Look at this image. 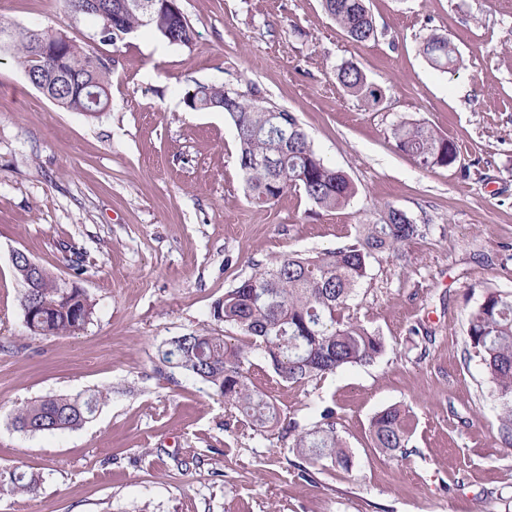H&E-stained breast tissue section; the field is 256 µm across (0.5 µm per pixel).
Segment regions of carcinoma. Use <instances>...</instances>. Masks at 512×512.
<instances>
[{"label":"carcinoma","instance_id":"carcinoma-1","mask_svg":"<svg viewBox=\"0 0 512 512\" xmlns=\"http://www.w3.org/2000/svg\"><path fill=\"white\" fill-rule=\"evenodd\" d=\"M97 2L113 16L112 30L100 32L103 42L115 45L145 28L170 45L193 43V27L166 0H154L149 18L141 0ZM323 7L351 40L367 42L376 37L367 0H323ZM2 34L13 37L9 51L27 78L53 85L56 105L88 114L108 109L110 69L102 58L66 38L52 42L53 52L36 59L26 29L0 25ZM420 53L438 71L458 66L455 48L445 36L426 38ZM336 83L368 109L383 98L382 87L350 62L336 68ZM183 103L188 112L222 111L231 120L239 165L254 203L267 204L294 189L303 192L312 207L331 212L346 208L356 196L351 178L324 162L293 113L265 106L253 94L206 84L187 91ZM391 137L422 169L450 167L457 161L455 143L423 123L403 118L392 125ZM421 235L420 225L390 206L380 221L358 225L334 249L314 256H283L212 303L211 316L236 330L238 343H228L219 333L192 331L164 343L160 362L222 397L224 429L235 437L263 436L277 429L288 451L301 460L297 464L301 477L312 479L310 468L316 466L347 472L351 456L336 402L320 406L311 422L284 416L255 386L249 366L258 355L281 382L305 387L340 369L376 360L385 351L384 338L359 320L353 297L374 260ZM95 306L77 283L65 287L44 266L37 287L20 296L23 322L35 337L70 335L85 328L93 321ZM467 334L501 407L499 436L511 448L512 293H487L469 312ZM102 400L98 390L47 395L19 409L13 425L31 434L78 429L94 418ZM414 431L413 415L400 405L375 413L368 428L373 447L393 458L407 455ZM39 485V476L18 466L0 469V492L35 493Z\"/></svg>","mask_w":512,"mask_h":512}]
</instances>
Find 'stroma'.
I'll return each mask as SVG.
<instances>
[{
  "instance_id": "obj_1",
  "label": "stroma",
  "mask_w": 512,
  "mask_h": 512,
  "mask_svg": "<svg viewBox=\"0 0 512 512\" xmlns=\"http://www.w3.org/2000/svg\"><path fill=\"white\" fill-rule=\"evenodd\" d=\"M178 5L195 31L188 48L147 31L110 45L62 0H0V22L64 32L112 62L109 109L91 118L0 53V469L41 478L36 494L0 492V512H512L501 410L464 352L468 311L512 293V0H369L378 36L363 43L321 0ZM432 34L456 47V72L422 57ZM345 62L383 88L379 106L339 89ZM199 83L293 113L356 183L350 206L314 216L293 190L251 202L233 125L184 108ZM403 117L455 142L457 163L418 168L390 134ZM387 205L424 235L373 261L354 298L384 354L314 387L254 376L287 415L311 421L336 403L352 467L307 481L276 432L232 442L223 398L160 369L158 349L190 331L232 335L210 315L216 299L281 256L336 248ZM66 242L83 249L82 273ZM17 251L84 288L92 323L29 335ZM88 389L104 399L82 428L14 429L28 401ZM392 404L416 419L403 458L370 444V418Z\"/></svg>"
}]
</instances>
